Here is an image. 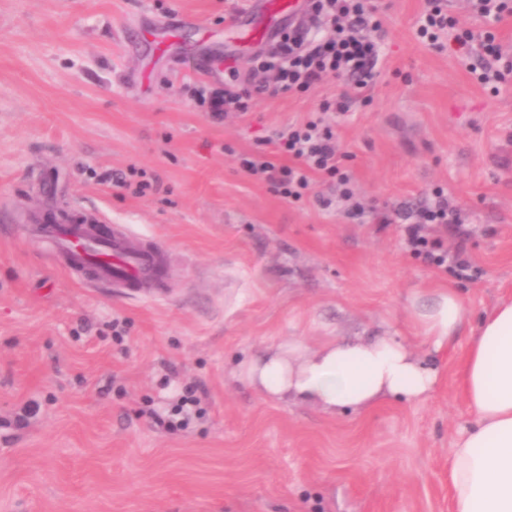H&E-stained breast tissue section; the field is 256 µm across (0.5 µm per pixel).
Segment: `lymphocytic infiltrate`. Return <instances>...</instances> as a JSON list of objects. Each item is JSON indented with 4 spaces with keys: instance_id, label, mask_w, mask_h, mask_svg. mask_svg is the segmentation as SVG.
Returning a JSON list of instances; mask_svg holds the SVG:
<instances>
[{
    "instance_id": "obj_1",
    "label": "lymphocytic infiltrate",
    "mask_w": 512,
    "mask_h": 512,
    "mask_svg": "<svg viewBox=\"0 0 512 512\" xmlns=\"http://www.w3.org/2000/svg\"><path fill=\"white\" fill-rule=\"evenodd\" d=\"M469 4L475 16L491 25L482 39L461 28L455 17L443 11L440 0H425L416 34L431 48L449 50L465 64L475 55H484L486 61L477 78L482 85L495 87L504 82L512 67L501 63V46L492 26L512 14V0H469ZM305 12L311 20H324L325 33L314 34L300 25L278 31L270 48L255 55L250 86H241L236 68L228 69L223 92L211 99L213 117L230 112L246 115L264 98L305 92L330 77L346 79L357 89L373 82L378 73L377 34L382 22L366 11L364 0H306ZM349 104L346 96L323 100L320 116L277 132L276 144L283 162L257 152L243 158L242 167L271 183L281 197L294 201L309 194L314 180H323L334 186L336 197H317L318 205L327 208L338 199L350 203L353 214H362L352 178L339 166L336 133L323 118L327 112L344 114ZM402 217L407 221L406 245L414 256L439 267L454 263L461 273L470 270L467 259L448 256L441 238L430 233L431 227L460 220L447 195L436 193L415 212H403Z\"/></svg>"
}]
</instances>
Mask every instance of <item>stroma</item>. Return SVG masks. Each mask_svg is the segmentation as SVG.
Wrapping results in <instances>:
<instances>
[{"instance_id": "1", "label": "stroma", "mask_w": 512, "mask_h": 512, "mask_svg": "<svg viewBox=\"0 0 512 512\" xmlns=\"http://www.w3.org/2000/svg\"><path fill=\"white\" fill-rule=\"evenodd\" d=\"M383 57L336 121L365 212L288 202L240 157L306 121L328 80L214 121L227 60L248 81L264 0H0V512H451L472 422L458 368L512 299V80L479 84L416 36L424 0H368ZM149 181L144 195L117 176ZM443 188L438 231L470 277L414 257L382 214ZM84 210L167 256L162 293L87 284L33 216ZM454 290L469 321L436 351L418 311ZM393 336L438 371L413 403L333 416L264 399L238 362L299 340ZM193 386L205 413L164 421Z\"/></svg>"}]
</instances>
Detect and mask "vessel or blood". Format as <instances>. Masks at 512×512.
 I'll use <instances>...</instances> for the list:
<instances>
[{"mask_svg":"<svg viewBox=\"0 0 512 512\" xmlns=\"http://www.w3.org/2000/svg\"><path fill=\"white\" fill-rule=\"evenodd\" d=\"M44 233L65 264L84 271L90 281L140 292L159 284L166 275L160 248L133 241L128 229L106 228L95 216L77 212L54 220Z\"/></svg>","mask_w":512,"mask_h":512,"instance_id":"b4317fda","label":"vessel or blood"}]
</instances>
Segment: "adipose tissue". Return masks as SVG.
I'll use <instances>...</instances> for the list:
<instances>
[{
	"label": "adipose tissue",
	"mask_w": 512,
	"mask_h": 512,
	"mask_svg": "<svg viewBox=\"0 0 512 512\" xmlns=\"http://www.w3.org/2000/svg\"><path fill=\"white\" fill-rule=\"evenodd\" d=\"M425 339L441 349L467 320L455 292L439 293L418 312ZM236 378L265 398L313 405L332 414L367 410L388 398L415 401L434 388L437 373L402 342L372 336L325 341L308 349L281 343L242 360ZM460 388L476 424L448 461L453 512H512V302L482 317L460 370Z\"/></svg>",
	"instance_id": "obj_1"
}]
</instances>
